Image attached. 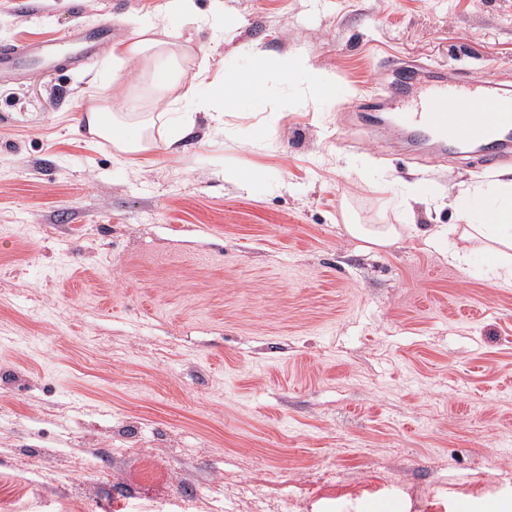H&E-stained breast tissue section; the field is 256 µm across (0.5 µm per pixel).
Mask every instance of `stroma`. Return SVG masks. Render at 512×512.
Instances as JSON below:
<instances>
[{"label":"stroma","mask_w":512,"mask_h":512,"mask_svg":"<svg viewBox=\"0 0 512 512\" xmlns=\"http://www.w3.org/2000/svg\"><path fill=\"white\" fill-rule=\"evenodd\" d=\"M164 25L187 76L260 71L178 153L111 43L0 78V498L13 512L512 508V286L422 231L462 223L492 167L396 157L388 60L512 90V0H0V47ZM307 55L318 97L274 68ZM121 73L113 85V73ZM140 95L158 146L118 162L89 93ZM248 174L241 186L225 168ZM413 224L364 250L345 223ZM37 469L26 493L10 477ZM281 77L290 82L296 75H303L307 83L323 98L332 99L330 90L335 88L336 82L320 68L314 66L304 56H286L279 62Z\"/></svg>","instance_id":"35a3bbf8"}]
</instances>
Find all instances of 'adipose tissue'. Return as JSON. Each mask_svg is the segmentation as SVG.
Segmentation results:
<instances>
[{"instance_id": "adipose-tissue-1", "label": "adipose tissue", "mask_w": 512, "mask_h": 512, "mask_svg": "<svg viewBox=\"0 0 512 512\" xmlns=\"http://www.w3.org/2000/svg\"><path fill=\"white\" fill-rule=\"evenodd\" d=\"M180 44L161 37L158 25L149 23L139 27L129 37L116 40L112 45V58L120 63L160 60L164 69L156 71L155 86L160 95L175 91L180 80L172 71L182 54ZM264 91L263 80L251 73H232L213 79L204 107L223 113L225 106L241 99L260 96ZM87 131L111 141L116 159L141 154L155 149L150 117L140 112L135 101L123 103L122 112H114L111 106L100 103L96 96H89L85 112ZM454 238L447 241V258L456 266L467 265L472 245H480L495 254L496 260L487 270L490 280L512 284V205L503 203L485 209L477 222L466 227H454Z\"/></svg>"}]
</instances>
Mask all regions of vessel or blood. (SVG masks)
Masks as SVG:
<instances>
[{
	"instance_id": "b4317fda",
	"label": "vessel or blood",
	"mask_w": 512,
	"mask_h": 512,
	"mask_svg": "<svg viewBox=\"0 0 512 512\" xmlns=\"http://www.w3.org/2000/svg\"><path fill=\"white\" fill-rule=\"evenodd\" d=\"M100 34L78 35L67 42L69 57L80 62L91 55ZM55 45L23 49L0 48V75L23 78L48 66L59 52ZM399 78L387 86V98L396 109L394 123L414 137L440 147H475L479 165L494 166L512 158V95L487 90L472 83L448 82L438 77L421 92H414L416 67L398 65Z\"/></svg>"
}]
</instances>
